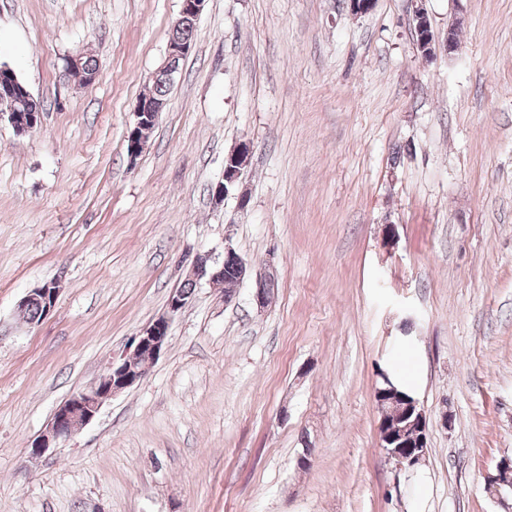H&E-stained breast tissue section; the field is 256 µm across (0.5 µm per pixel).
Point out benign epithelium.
I'll return each mask as SVG.
<instances>
[{
    "label": "benign epithelium",
    "mask_w": 512,
    "mask_h": 512,
    "mask_svg": "<svg viewBox=\"0 0 512 512\" xmlns=\"http://www.w3.org/2000/svg\"><path fill=\"white\" fill-rule=\"evenodd\" d=\"M204 0H181L179 17L174 27H179L187 20L199 17L203 10ZM192 50V44L183 41L168 44L167 54L162 64L151 73L149 80L159 78L173 82L174 75L178 72L176 60L187 55ZM30 95L29 90L19 83L12 73L6 72V68L0 69V121L6 120L18 135H23L35 129L41 121V113L20 111L14 103L21 97ZM165 102L154 101L152 103L142 99L137 101L134 109L135 122L129 128L126 139L130 161H135L144 150L146 142L141 136V129L147 120L158 121L164 112ZM238 164L224 167V179L216 184L213 190L215 203L224 201L228 194V187L237 183L242 175L243 167L247 166L251 153V143L242 140L234 147ZM210 257L199 256L192 264L188 274L194 283L202 280L211 282L224 277V269L229 266L236 270L240 280L253 279L254 297L258 306H263L266 301L265 290L271 287L274 274L271 271V263H266L263 272L253 273V263L245 259L234 248H224L223 260L209 263ZM189 303V300L178 290L170 296L167 310L158 317L151 326L140 332L133 338V352L112 362L109 374L94 386L72 394L55 411L51 422L35 440L30 444L31 455L40 456L48 449L56 446L59 440L68 438L80 428L88 424L99 412L104 401L121 392L144 377L145 370L134 367L132 360L135 356L143 357L147 363H154L160 356L167 338L171 319L180 313ZM395 403L393 398H377V404L381 407L382 418L380 423V439L388 458L395 460L400 467L404 464H413L424 457V453H417L415 449L404 447L400 442L404 440L406 432L411 428L426 431V417L420 415L413 423L405 426L388 427L387 416L394 413L392 409L383 408L385 403ZM488 484L495 494H500L507 487L512 490V459L502 458L496 465L495 474L488 476Z\"/></svg>",
    "instance_id": "obj_1"
}]
</instances>
